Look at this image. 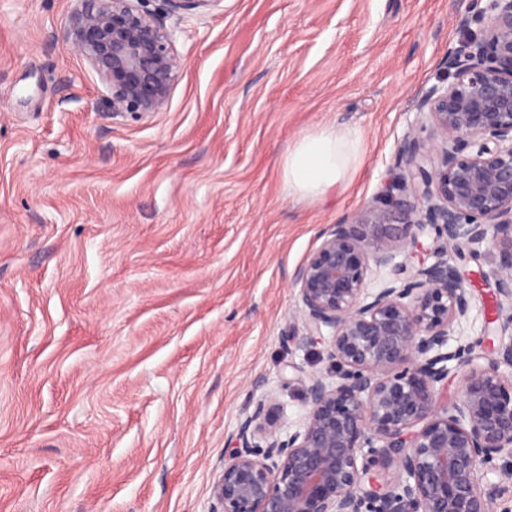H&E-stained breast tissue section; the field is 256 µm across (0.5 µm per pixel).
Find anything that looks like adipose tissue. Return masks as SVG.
Returning <instances> with one entry per match:
<instances>
[{"mask_svg": "<svg viewBox=\"0 0 512 512\" xmlns=\"http://www.w3.org/2000/svg\"><path fill=\"white\" fill-rule=\"evenodd\" d=\"M364 147L357 128L333 126L305 135L288 148L283 162L290 194L318 198L340 183Z\"/></svg>", "mask_w": 512, "mask_h": 512, "instance_id": "obj_1", "label": "adipose tissue"}]
</instances>
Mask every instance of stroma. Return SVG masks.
<instances>
[{
    "label": "stroma",
    "instance_id": "35a3bbf8",
    "mask_svg": "<svg viewBox=\"0 0 512 512\" xmlns=\"http://www.w3.org/2000/svg\"><path fill=\"white\" fill-rule=\"evenodd\" d=\"M470 4L150 0L183 67L140 115L65 42L76 0H0V512H216L246 403L295 426V371H329L293 274L377 196ZM326 126L363 130L359 163L288 195L285 151ZM460 266L449 347L499 343L497 254Z\"/></svg>",
    "mask_w": 512,
    "mask_h": 512
}]
</instances>
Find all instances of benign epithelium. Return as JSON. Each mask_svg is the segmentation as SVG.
<instances>
[{"instance_id":"obj_1","label":"benign epithelium","mask_w":512,"mask_h":512,"mask_svg":"<svg viewBox=\"0 0 512 512\" xmlns=\"http://www.w3.org/2000/svg\"><path fill=\"white\" fill-rule=\"evenodd\" d=\"M79 2L65 40L112 112L165 111L183 66L173 31L143 0ZM219 2L167 0L173 13ZM462 26L398 142L396 180L321 231L294 273L302 342L326 343L336 372L295 376L307 411L292 432L273 396L245 407L213 485L220 512H494L505 493L481 469L512 477V339L450 351L448 336L471 308L465 253H498L495 290L512 303V0H472ZM427 124L429 144L416 134ZM382 270L395 278L369 287Z\"/></svg>"}]
</instances>
